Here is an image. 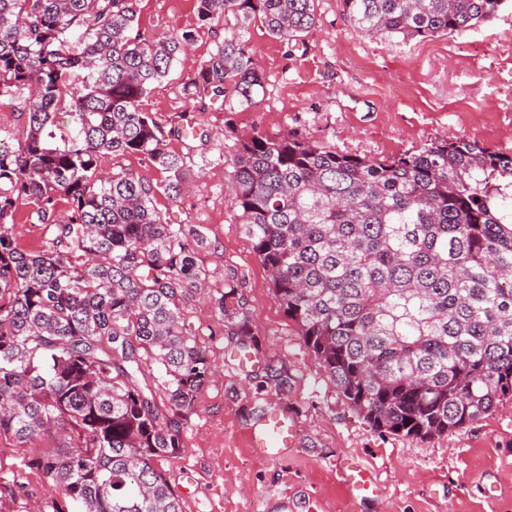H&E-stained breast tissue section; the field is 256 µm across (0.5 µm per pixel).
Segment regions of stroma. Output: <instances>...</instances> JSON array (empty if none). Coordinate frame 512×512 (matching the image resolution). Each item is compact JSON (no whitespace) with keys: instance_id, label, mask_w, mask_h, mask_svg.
Segmentation results:
<instances>
[{"instance_id":"1","label":"stroma","mask_w":512,"mask_h":512,"mask_svg":"<svg viewBox=\"0 0 512 512\" xmlns=\"http://www.w3.org/2000/svg\"><path fill=\"white\" fill-rule=\"evenodd\" d=\"M316 26L303 40L272 38L252 23L246 38L263 76L251 107L221 102L195 110L187 94L218 36L197 26L195 0H134L139 32L196 30L192 53L176 62L141 102L164 131L168 150L189 155L190 186L171 203L178 224L202 226L198 252L209 298L185 309V327L205 348L212 374L188 416L182 448L161 462L182 512H512V397L459 431L430 439L372 429L330 383L304 346L297 324L275 302L268 273L241 232L230 189L226 118L239 131L300 130L336 150L382 158L437 139L464 137L512 153V9L464 34L395 45L369 39L338 0H313ZM194 123L205 140L177 129ZM251 331L249 355L228 334L229 319ZM287 379L278 389L266 366ZM279 404L299 423L286 457H252L248 434ZM20 448L0 436V512H54L62 498L32 468L51 448ZM355 460L383 491L359 502L342 467Z\"/></svg>"}]
</instances>
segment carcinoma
<instances>
[{
	"instance_id": "obj_1",
	"label": "carcinoma",
	"mask_w": 512,
	"mask_h": 512,
	"mask_svg": "<svg viewBox=\"0 0 512 512\" xmlns=\"http://www.w3.org/2000/svg\"><path fill=\"white\" fill-rule=\"evenodd\" d=\"M510 1L339 3L371 38L408 43ZM196 15L228 24L191 82L201 111L252 105L250 23L287 42L316 25L313 0H196ZM135 22L133 0H0V98L33 87L25 138L0 135V435L56 440L30 465L75 512H182L154 461L179 454L210 376L184 324L206 237L158 203L179 199L186 156L140 107L197 31L145 37ZM225 130L237 219L273 297L373 429L442 436L512 396V155L456 137L368 159L295 131ZM105 154L140 155L165 179L105 176ZM21 205L50 231L39 252L13 241Z\"/></svg>"
}]
</instances>
